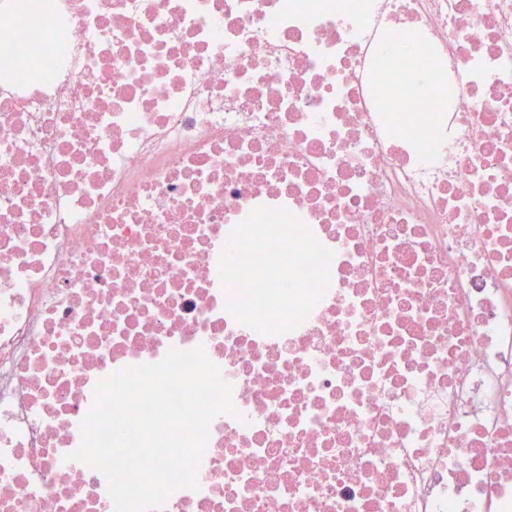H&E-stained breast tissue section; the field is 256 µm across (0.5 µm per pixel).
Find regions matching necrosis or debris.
I'll return each instance as SVG.
<instances>
[{"label":"necrosis or debris","mask_w":512,"mask_h":512,"mask_svg":"<svg viewBox=\"0 0 512 512\" xmlns=\"http://www.w3.org/2000/svg\"><path fill=\"white\" fill-rule=\"evenodd\" d=\"M261 206L334 253L281 335L219 277ZM198 347L157 512H512V0H0V512H116L94 389Z\"/></svg>","instance_id":"1"}]
</instances>
